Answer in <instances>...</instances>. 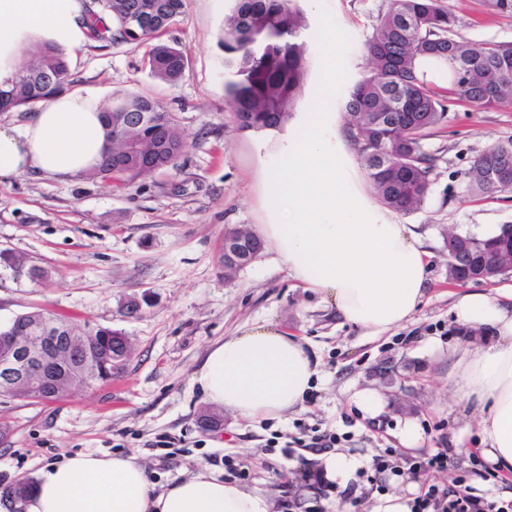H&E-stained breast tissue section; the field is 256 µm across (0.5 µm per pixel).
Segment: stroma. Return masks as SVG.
I'll list each match as a JSON object with an SVG mask.
<instances>
[{"label":"stroma","instance_id":"35a3bbf8","mask_svg":"<svg viewBox=\"0 0 512 512\" xmlns=\"http://www.w3.org/2000/svg\"><path fill=\"white\" fill-rule=\"evenodd\" d=\"M457 33L482 45L512 42V6L496 0H442ZM234 0H186L164 39L189 59L185 78L169 86L142 64L143 48L82 40L70 60L73 86L94 89L103 104L136 91L178 117L187 147L173 168L122 186L102 177L57 179L28 173L0 183V251L24 254L48 270L44 279L14 278L0 266V326L46 309L78 325L107 327L127 336L131 355L112 380L45 401L1 399L0 512H21L4 491L19 478L35 479L46 464L79 453H131L158 487L194 473L232 467L238 481L265 497L271 512H374L390 495L414 498L432 485L506 505L512 475L494 473L480 454L478 418L457 398L449 351L471 347L455 320V295L495 296L512 290V274L458 283L448 278L449 232L476 236L512 224V193L467 192L475 158L512 138V104L490 110L457 97L446 119L422 145L435 158L432 192L419 210L386 213L414 225L430 254V285L421 308L404 326L367 336L343 324L321 299L296 287L286 266L263 251L234 279L224 277L228 229L264 224L268 211L262 169L269 152L253 131L240 129L224 105V18ZM388 0H305L308 71L295 111L308 112L324 84L322 30L336 35V82L329 109L341 111L349 87L365 73L363 46ZM135 303L139 311L127 316ZM273 321L319 359L317 377L301 407L283 420L250 421L225 414L224 426L204 429L207 404L193 375L208 349L238 328ZM397 369L396 384L379 377ZM375 391L378 413L358 392ZM421 441L409 445L406 424ZM333 433L335 452L350 469L316 486L304 474L323 468L324 452L300 447L306 434ZM174 437L168 448L158 436ZM447 449L440 470L413 464ZM228 463H220V456ZM390 468H373L377 456Z\"/></svg>","mask_w":512,"mask_h":512}]
</instances>
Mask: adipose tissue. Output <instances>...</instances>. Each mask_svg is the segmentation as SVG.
<instances>
[{
    "label": "adipose tissue",
    "mask_w": 512,
    "mask_h": 512,
    "mask_svg": "<svg viewBox=\"0 0 512 512\" xmlns=\"http://www.w3.org/2000/svg\"><path fill=\"white\" fill-rule=\"evenodd\" d=\"M83 0H0V76L21 56L24 35L77 47ZM321 93L314 111L277 128L265 165L269 221L255 235L298 286L323 296L339 318L379 336L422 305L430 262L409 225L381 219L359 199L342 160L345 126ZM104 107L92 89L55 95L19 126H0V182L36 172L66 178L94 171L107 144ZM459 324L495 329V342L464 350L455 393L478 411L494 468L512 473V297L460 295ZM317 363L276 323L239 329L206 354L193 376L213 407L253 421L282 418L311 388ZM24 512H269L267 499L208 469L157 490L136 455L79 454L38 472Z\"/></svg>",
    "instance_id": "ef3b65f1"
}]
</instances>
